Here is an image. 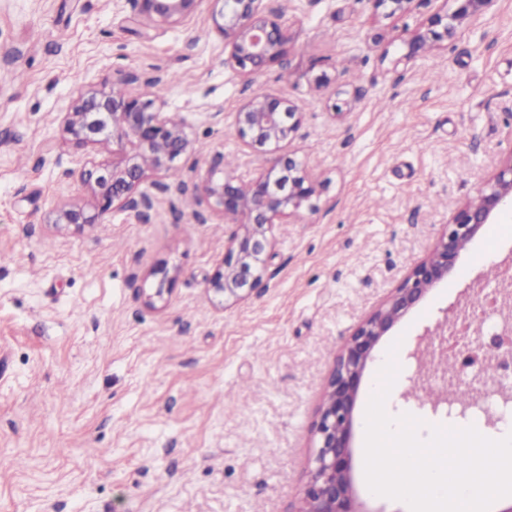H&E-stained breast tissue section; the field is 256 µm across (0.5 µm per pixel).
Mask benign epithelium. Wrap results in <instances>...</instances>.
Wrapping results in <instances>:
<instances>
[{
    "label": "benign epithelium",
    "instance_id": "benign-epithelium-1",
    "mask_svg": "<svg viewBox=\"0 0 512 512\" xmlns=\"http://www.w3.org/2000/svg\"><path fill=\"white\" fill-rule=\"evenodd\" d=\"M139 24L146 30L176 26L190 19L200 0H136ZM213 23L230 47L225 63L250 73L261 72L282 61L288 43L279 15L260 8L261 0H219ZM411 0H367L373 12L407 11ZM451 15H435L430 29L416 34L401 57L409 62L423 56L436 41L455 35L457 26L486 12L496 0H453ZM442 31H436V27ZM133 80L120 78L110 87L82 94L63 117L64 130L80 147L110 143L116 160L90 169L81 166L80 177L88 187L94 213L61 205L57 225L78 228L98 223L114 206L136 209V191L152 176H164L175 162L194 154V144L183 125L174 122L165 104L147 99ZM302 120L299 107L272 93L250 97L235 113V124L251 147L275 155L273 163L247 178L201 180V193L212 202L224 221V261L207 282V289L223 301L246 299L261 287L275 240L272 226L288 224L304 208L313 209L316 180L311 170L293 158L278 155L282 144ZM473 201L460 203L443 226L429 253L410 271L389 299L370 313L343 345L327 383L314 424L317 451L297 512H368L355 494L351 466L354 411L361 380L380 340L401 322L431 290L448 278L459 258L486 224L512 217V147L495 170L480 180ZM434 325L424 328L425 349L413 353L418 367L413 389L422 390L431 380L448 375V310ZM503 407L512 405V382L496 377ZM485 395L474 393L467 402L448 395L431 401V412L464 421L481 412L486 425L496 427L499 417L485 406Z\"/></svg>",
    "mask_w": 512,
    "mask_h": 512
}]
</instances>
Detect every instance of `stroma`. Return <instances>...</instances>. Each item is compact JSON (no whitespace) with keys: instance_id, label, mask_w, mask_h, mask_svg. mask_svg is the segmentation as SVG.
Listing matches in <instances>:
<instances>
[{"instance_id":"1","label":"stroma","mask_w":512,"mask_h":512,"mask_svg":"<svg viewBox=\"0 0 512 512\" xmlns=\"http://www.w3.org/2000/svg\"><path fill=\"white\" fill-rule=\"evenodd\" d=\"M262 6L280 14L287 52L248 74L224 63L215 0L149 32L134 0H0V512H296L341 345L512 147V0L405 67L398 58L444 0L393 16L366 0ZM122 76L165 101L195 153L143 185L151 208L59 229L60 204L91 205L77 162L112 159L111 148L76 146L62 118L80 93ZM269 91L303 114L284 151L313 169L319 208L275 225L262 288L225 307L206 289L224 225L195 185L270 165L234 121ZM510 260L512 221L485 225L379 343L352 437L367 512L407 509L364 477L366 389L389 347L400 371L386 411L422 419L428 439L448 420L403 402L408 354L486 267ZM161 283L163 300L148 306Z\"/></svg>"}]
</instances>
